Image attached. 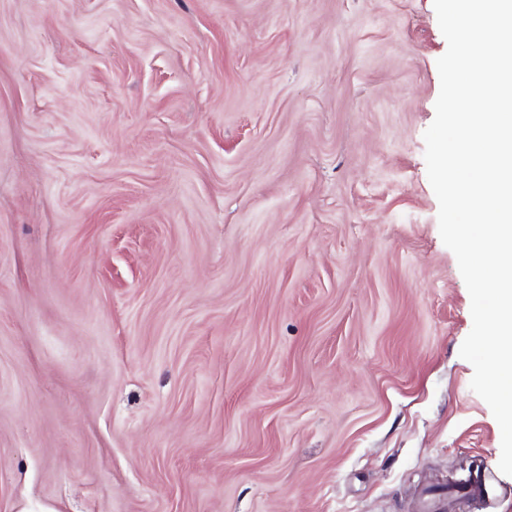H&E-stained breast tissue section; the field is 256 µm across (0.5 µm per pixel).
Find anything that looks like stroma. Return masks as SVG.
Here are the masks:
<instances>
[{
    "mask_svg": "<svg viewBox=\"0 0 512 512\" xmlns=\"http://www.w3.org/2000/svg\"><path fill=\"white\" fill-rule=\"evenodd\" d=\"M446 50L433 0H0V512H512ZM490 480L491 478L485 472L469 469L459 480L458 491L474 500L483 502L493 500L497 496V490ZM449 508L448 498L429 487L417 489L411 503V512H447Z\"/></svg>",
    "mask_w": 512,
    "mask_h": 512,
    "instance_id": "1",
    "label": "stroma"
}]
</instances>
